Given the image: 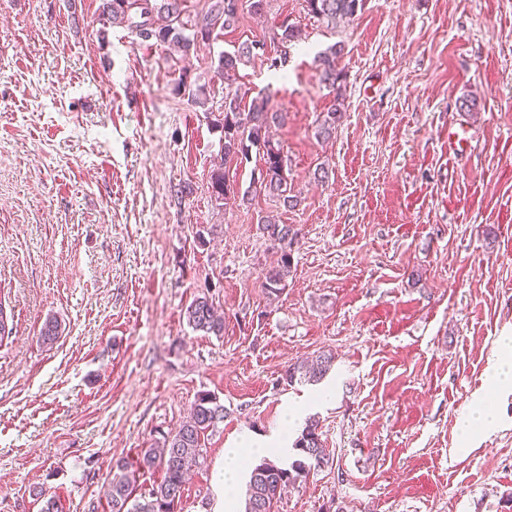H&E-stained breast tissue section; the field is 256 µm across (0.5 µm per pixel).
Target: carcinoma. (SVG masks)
<instances>
[{"mask_svg": "<svg viewBox=\"0 0 512 512\" xmlns=\"http://www.w3.org/2000/svg\"><path fill=\"white\" fill-rule=\"evenodd\" d=\"M309 14L333 23L338 19H351L362 10L364 0H304ZM239 0H209L207 10L186 19L182 16L181 0H161L156 5L152 0H112L110 19L122 24L131 19V14L143 18L139 32L157 42L173 46L188 54L198 40H207L216 30L232 31L239 19ZM166 14L165 24L149 27L146 18L154 12ZM299 36L298 28L283 19L268 31L270 42L280 52L279 62L271 67H282L288 59V48ZM254 41L246 40L237 49L220 56L219 70L224 78L225 93L221 111L212 118V123L224 133V146L220 161L213 165L210 174V188L215 201L229 203L237 199L247 202L249 197L263 194L277 199L286 209L297 205L293 195L292 179L288 159L280 143L274 140L271 129L285 122L286 113L273 109L267 96L257 95L250 102H244L248 92L235 86L238 65L258 56L252 50ZM344 47L338 44L317 57L320 81L336 91L333 104L322 115L317 135L328 139L336 132V124L345 111L344 75L339 61ZM259 156V174H251L250 185L240 191L237 184L228 178L227 167L233 162L242 163L250 156ZM258 230L261 238L276 249L277 259L264 270V286L270 294H280L286 288V281L292 263V245L297 231L290 224L280 223L276 215L260 217ZM185 317L195 331L207 335H224V317L209 296L194 299L187 307ZM332 363V355L323 353L315 362L295 364L288 367L285 380L317 382L321 380ZM224 422V405L207 392H202L194 401L188 419L175 431L150 448L141 450L135 463L119 461L117 473L113 474L107 488L111 512H174L184 491L185 480L192 468L200 464L204 456L205 435L216 430ZM298 458L290 467L282 468L275 461L266 458L257 464L249 474L244 512H277L282 494L289 485H295L306 478L313 468L325 466L330 454L323 446L319 422L311 419L293 443ZM161 469L163 479L152 488L148 495H136V475L154 469Z\"/></svg>", "mask_w": 512, "mask_h": 512, "instance_id": "carcinoma-1", "label": "carcinoma"}]
</instances>
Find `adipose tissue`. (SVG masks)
<instances>
[{
	"label": "adipose tissue",
	"instance_id": "obj_1",
	"mask_svg": "<svg viewBox=\"0 0 512 512\" xmlns=\"http://www.w3.org/2000/svg\"><path fill=\"white\" fill-rule=\"evenodd\" d=\"M287 450L288 431L279 429L272 435L256 437L246 433L224 450V463L219 471V483L224 491L222 506L225 512H235L233 494L237 484L244 478V455H259L268 448Z\"/></svg>",
	"mask_w": 512,
	"mask_h": 512
}]
</instances>
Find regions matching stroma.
I'll use <instances>...</instances> for the list:
<instances>
[{"label": "stroma", "mask_w": 512, "mask_h": 512, "mask_svg": "<svg viewBox=\"0 0 512 512\" xmlns=\"http://www.w3.org/2000/svg\"><path fill=\"white\" fill-rule=\"evenodd\" d=\"M108 0H0V512H110L116 461L173 432L200 392L226 417L175 512H215L239 435L286 407L330 452L279 512H512V390L488 392L512 334V0H365L330 26L304 0H241L230 33L187 58L109 21ZM289 18L281 79L252 59L238 82L269 95L301 203L219 205L221 52ZM342 43L346 112L318 52ZM463 138L448 145L451 134ZM328 171L316 178L317 168ZM298 235L286 289L257 230ZM210 293L223 336L188 326ZM59 339L43 345L48 318ZM329 353L320 382L288 365ZM486 397L497 424L462 443ZM344 47L335 44L330 49L317 57L320 81L327 87L336 91L333 104L322 115L318 126V137L324 139L331 138L336 132V124L345 112L344 96V75L343 70L339 68V61L343 55Z\"/></svg>", "instance_id": "1"}]
</instances>
